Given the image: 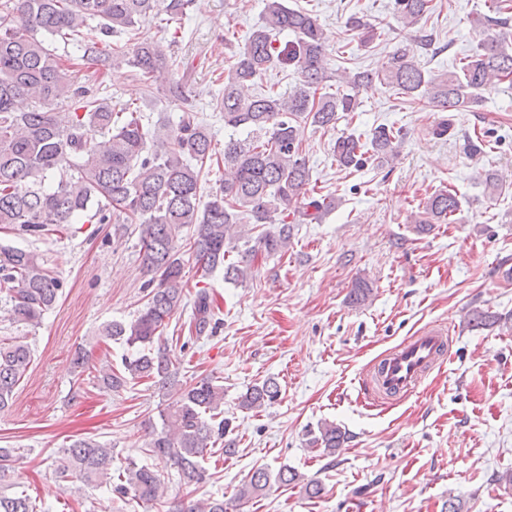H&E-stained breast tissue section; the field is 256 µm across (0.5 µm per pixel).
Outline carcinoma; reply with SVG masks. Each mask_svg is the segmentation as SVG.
<instances>
[{
    "mask_svg": "<svg viewBox=\"0 0 512 512\" xmlns=\"http://www.w3.org/2000/svg\"><path fill=\"white\" fill-rule=\"evenodd\" d=\"M192 0H0V225L36 235L54 225L77 224L83 218L98 224L139 225V246L154 288L137 318L111 322L102 329L105 340H121L138 347L125 358V374L104 365L96 379L108 392L122 390L127 378H152L177 392L159 412L162 429L149 434L145 447L157 460L177 468L183 480L206 479L204 452L224 438L229 422H214L224 404V386L205 377L182 382L167 349L153 348L171 317L185 306L186 249L203 271L224 269V278L244 281L252 274L255 256L284 255L296 224H319L330 203L309 193L311 170L303 154L300 125L336 127L338 113L355 112L360 92L375 81L395 87L415 99L428 96L441 112H473L483 93L502 83L512 86V38L502 30L512 25V0H493L483 17L487 34L461 65L441 77L422 70L418 50H428L429 34L420 33L414 45H403L381 72H329L325 33L316 15L291 8L286 0H265L260 21L234 54L224 87L214 96L216 109L229 131L224 142V179L203 194L202 183L214 161L212 136L190 108L186 78H172L175 60L155 41L132 45L109 42L128 35L161 12L181 25ZM398 18L406 29L416 27L432 10V0H395ZM348 25L360 44L376 39L374 26L354 16ZM294 39L280 42L283 34ZM83 61L101 68L124 64L142 81L141 98L152 96V85L167 84L169 99L180 106L174 125L150 124L140 108L112 110L102 97L101 84L78 79L64 61ZM292 65L301 80L288 94L251 89L272 68ZM340 90L325 91L331 78ZM94 128L101 140L90 142ZM244 133L240 139L236 134ZM400 130L379 126L369 141L353 134L336 139V161L360 167L365 151L379 164L396 155ZM456 194L438 191L427 198L415 219L426 231L448 224L459 210ZM294 223H288V217ZM263 227L255 245L225 263L230 245ZM63 282L39 257L16 247L0 246V292L6 295L7 314L15 323L36 326L58 300ZM370 285L355 281L349 294L353 305L368 300ZM209 292H196L189 322L196 342L214 320ZM32 362L28 345L14 338L0 339V410L12 401L15 388ZM280 385L269 378L247 388L239 404L246 409L271 405ZM310 443L326 455L335 453L345 434L333 422L317 426ZM56 478L85 485L112 481V449L90 439H77L53 461ZM271 476L255 469L238 489V501L266 490ZM119 496L130 495L153 507L162 504L159 471L130 465L113 485ZM0 512H37L30 495L0 494ZM182 512H227L224 500L190 501Z\"/></svg>",
    "mask_w": 512,
    "mask_h": 512,
    "instance_id": "carcinoma-1",
    "label": "carcinoma"
}]
</instances>
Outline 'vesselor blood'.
I'll list each match as a JSON object with an SVG mask.
<instances>
[{
    "label": "vessel or blood",
    "instance_id": "obj_1",
    "mask_svg": "<svg viewBox=\"0 0 512 512\" xmlns=\"http://www.w3.org/2000/svg\"><path fill=\"white\" fill-rule=\"evenodd\" d=\"M450 348L448 330L430 325L401 344L359 377L360 390L370 403H385L414 392L440 367Z\"/></svg>",
    "mask_w": 512,
    "mask_h": 512
}]
</instances>
